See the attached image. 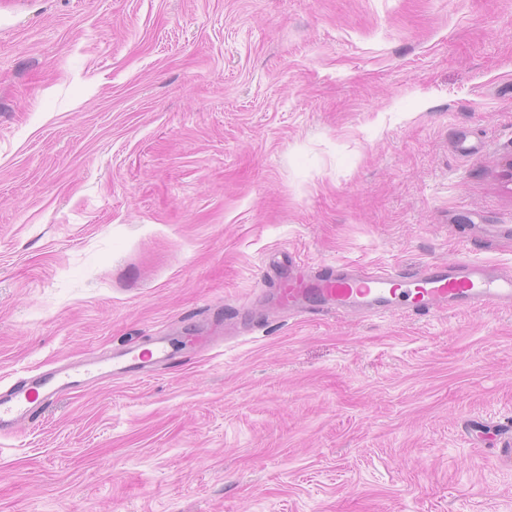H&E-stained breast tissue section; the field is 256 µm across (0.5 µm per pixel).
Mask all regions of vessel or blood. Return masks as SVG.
Segmentation results:
<instances>
[{
  "instance_id": "b4317fda",
  "label": "vessel or blood",
  "mask_w": 512,
  "mask_h": 512,
  "mask_svg": "<svg viewBox=\"0 0 512 512\" xmlns=\"http://www.w3.org/2000/svg\"><path fill=\"white\" fill-rule=\"evenodd\" d=\"M279 305L295 314L320 311L339 316L369 317L402 313L411 305L419 314L447 310L512 307V272L476 261L465 254L446 262H429L403 272L371 271L345 264L308 269L295 259L272 270ZM169 357L164 344L143 352L127 353L117 371L137 381ZM102 362L77 359L39 375L23 386L0 391V432L33 420L44 407L89 372H103Z\"/></svg>"
}]
</instances>
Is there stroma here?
I'll list each match as a JSON object with an SVG mask.
<instances>
[{
  "label": "stroma",
  "instance_id": "35a3bbf8",
  "mask_svg": "<svg viewBox=\"0 0 512 512\" xmlns=\"http://www.w3.org/2000/svg\"><path fill=\"white\" fill-rule=\"evenodd\" d=\"M512 0L0 5V512H512V307L256 313L273 254L512 269ZM155 351L130 352L121 361L114 358L88 362L73 360L62 367L39 375L23 386L11 385L0 391V433L20 422L33 420L44 407L52 404L59 394L75 383L74 379L95 370L107 373L103 364L116 366L129 380L138 381L149 375L154 367L168 360L169 354L162 341L155 343ZM35 394V395H33Z\"/></svg>",
  "mask_w": 512,
  "mask_h": 512
}]
</instances>
